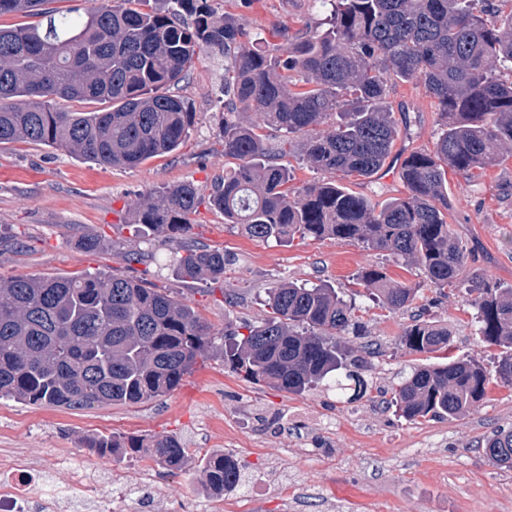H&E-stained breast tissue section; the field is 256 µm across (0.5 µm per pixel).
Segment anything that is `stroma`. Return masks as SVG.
I'll return each instance as SVG.
<instances>
[{
  "instance_id": "35a3bbf8",
  "label": "stroma",
  "mask_w": 512,
  "mask_h": 512,
  "mask_svg": "<svg viewBox=\"0 0 512 512\" xmlns=\"http://www.w3.org/2000/svg\"><path fill=\"white\" fill-rule=\"evenodd\" d=\"M241 15L277 45L285 44V32L318 27L326 17L310 0H252ZM223 85L222 51L195 59L172 89L195 114L189 137L172 154L133 168L101 167L47 145L0 144V276L118 273L181 295L217 333L228 323L265 318V290L277 282L326 281L355 296L358 316L380 348L363 373L369 396L349 404L321 387L281 392L242 381L216 357L197 363L166 396L145 403L84 409L0 404V448L36 459L75 448L84 466L131 468L137 458L100 456L79 448L80 438L177 434L190 461L179 471H159L168 512H219L215 493L198 473L212 451L229 452L244 465L241 512H327L331 502L336 512H512V470L489 463L480 448L493 431L512 428V387L489 386L483 400L452 421H411L383 398L414 367L437 361L435 354L411 353L399 343L416 310L448 328L453 356L492 366L501 350L481 343L464 290L437 297L418 268L358 243L252 240L205 205L184 240L233 257L226 273L237 294L233 304L208 282L177 276L171 265L177 243L145 241L143 261L120 259L133 246L127 225L138 195L191 182L205 198L231 166L221 136ZM389 100L399 126L389 158L373 178L347 182L381 202L405 194L397 169L401 155L432 148L439 129L436 103L423 86L397 83ZM448 222L471 252L468 272L512 285V158L472 181L449 175ZM88 232L98 237V248L80 246ZM368 266L417 288L412 311L391 312L359 296L352 279Z\"/></svg>"
}]
</instances>
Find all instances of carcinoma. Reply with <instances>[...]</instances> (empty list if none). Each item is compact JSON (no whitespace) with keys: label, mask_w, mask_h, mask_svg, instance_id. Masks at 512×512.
<instances>
[{"label":"carcinoma","mask_w":512,"mask_h":512,"mask_svg":"<svg viewBox=\"0 0 512 512\" xmlns=\"http://www.w3.org/2000/svg\"><path fill=\"white\" fill-rule=\"evenodd\" d=\"M324 25L267 48L263 34L212 0H99L74 16L45 0H0V15L35 19L0 27V144H43L103 166L135 167L176 151L194 113L163 89L180 83L199 52L224 51V156L236 160L208 197L249 238L279 243L358 242L409 262L447 296L462 288L476 310L482 343L505 349L493 369L475 358L442 357L391 388L388 404L406 419L454 420L485 398L489 385L512 387V285L467 277L469 252L446 221L448 172L467 178L512 157V0H314ZM187 13L189 25L179 22ZM416 82L437 102L433 148L414 151L401 171L407 193L383 202L345 180L377 174L398 137L389 87ZM59 98L112 108L59 111ZM241 113L254 120L244 125ZM300 145L308 168L328 182L293 188L263 130ZM191 182L139 196L132 236L171 241L197 213ZM177 275L224 280L222 249L174 253ZM356 284L387 310H406L417 289L368 267ZM268 315L226 329L229 350L189 303L133 278L0 276V401L67 408L138 404L171 392L198 360L222 352L249 383L286 393L324 386L343 402L363 398L355 304L324 283L279 282L265 291ZM411 352L447 351L448 328L417 316L400 336ZM99 455L142 454L181 470L188 449L176 435L152 440L112 433L80 439ZM486 459L512 469V430L481 444ZM211 491L238 488L243 466L213 453L200 466Z\"/></svg>","instance_id":"cac0c4a2"}]
</instances>
